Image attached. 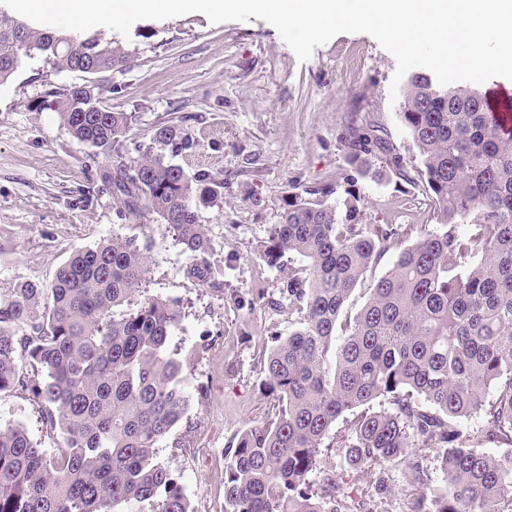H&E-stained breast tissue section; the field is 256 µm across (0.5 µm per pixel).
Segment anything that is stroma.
Returning <instances> with one entry per match:
<instances>
[{
  "instance_id": "obj_1",
  "label": "stroma",
  "mask_w": 512,
  "mask_h": 512,
  "mask_svg": "<svg viewBox=\"0 0 512 512\" xmlns=\"http://www.w3.org/2000/svg\"><path fill=\"white\" fill-rule=\"evenodd\" d=\"M123 44L133 53L130 64L97 80L113 111L132 114L127 138L148 145L158 127L183 126L194 146L166 150L167 159L224 182L217 197L198 206L214 250L231 259L224 288L184 276L188 256L168 224L122 217L112 196L100 192L95 170L105 158L77 144L57 113L30 105L49 86L81 76L35 60L0 86V293L25 281L51 283L74 250L104 238L148 243L145 291L181 300L170 348L200 350L190 369L204 391L174 430L188 435L189 447L165 440L159 457L179 475L196 512H224V452L233 437L272 415L263 360L272 336L298 322L271 304L278 272L261 256L270 228L289 195L336 184L346 171L339 136L353 110L384 127L407 164L418 156L400 106L390 100L396 60L370 35H336L302 62L261 19L213 24L190 13L137 21ZM356 190L363 223L401 225L406 245L427 232L428 199L406 192L395 176L361 177ZM18 422L54 452L58 438L32 402L1 393L0 425Z\"/></svg>"
}]
</instances>
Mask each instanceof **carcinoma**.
<instances>
[{
	"label": "carcinoma",
	"instance_id": "obj_1",
	"mask_svg": "<svg viewBox=\"0 0 512 512\" xmlns=\"http://www.w3.org/2000/svg\"><path fill=\"white\" fill-rule=\"evenodd\" d=\"M35 59L95 75L123 67L129 53L98 30H51L0 5V86ZM402 98L420 165L404 164L384 128L356 113L339 137L345 197L328 202L327 187L289 196L264 242L263 259L279 271L272 304H287L299 323L264 362L272 418L225 452L224 512H378L323 461L324 440L350 412L340 448L357 470L397 472L407 493L400 512L512 507V452L477 450L484 441L512 446V128L462 82L414 72ZM33 103L108 159L98 180L123 215L169 224L189 252L187 278L224 286L230 258L216 254L197 215L215 196L211 174L128 145L131 114L104 105L93 80L53 85ZM154 138L192 146L178 125ZM388 172L429 195L432 228L398 253L351 316L352 292L403 236L399 224L360 223L357 177ZM287 253L301 264H285ZM151 260L148 245L114 235L75 251L48 286L23 282L0 294V393L26 395L60 436L49 456L24 425L0 427V512H126L133 503L194 512L158 458L190 405L189 374L169 352L180 305L147 295L115 313L144 292ZM377 400L385 407L368 409ZM476 410L481 425L462 427ZM430 448L442 451L439 481L423 464Z\"/></svg>",
	"mask_w": 512,
	"mask_h": 512
}]
</instances>
